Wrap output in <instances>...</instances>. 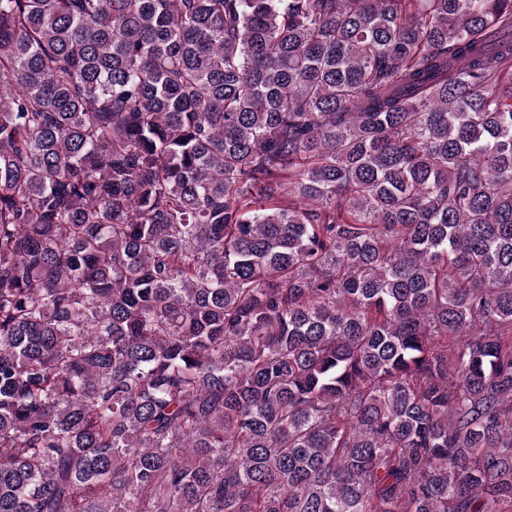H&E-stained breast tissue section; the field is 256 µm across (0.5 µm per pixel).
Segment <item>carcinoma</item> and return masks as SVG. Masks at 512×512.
Masks as SVG:
<instances>
[{
    "label": "carcinoma",
    "instance_id": "carcinoma-1",
    "mask_svg": "<svg viewBox=\"0 0 512 512\" xmlns=\"http://www.w3.org/2000/svg\"><path fill=\"white\" fill-rule=\"evenodd\" d=\"M0 512H512V0H0Z\"/></svg>",
    "mask_w": 512,
    "mask_h": 512
}]
</instances>
